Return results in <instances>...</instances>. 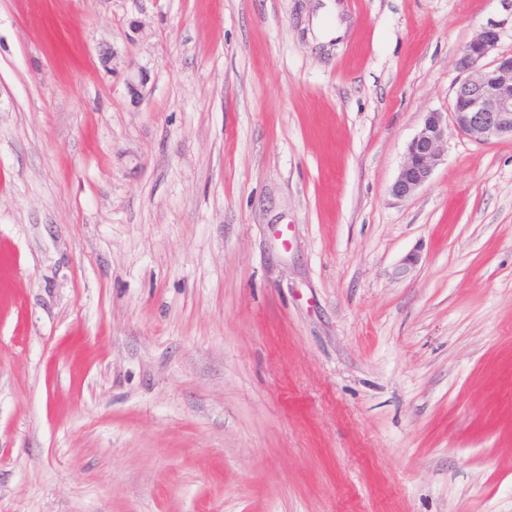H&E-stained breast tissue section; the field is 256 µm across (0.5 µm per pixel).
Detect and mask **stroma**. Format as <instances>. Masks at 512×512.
Masks as SVG:
<instances>
[{
	"label": "stroma",
	"mask_w": 512,
	"mask_h": 512,
	"mask_svg": "<svg viewBox=\"0 0 512 512\" xmlns=\"http://www.w3.org/2000/svg\"><path fill=\"white\" fill-rule=\"evenodd\" d=\"M322 2L0 0V512H512V0ZM499 42L500 32L490 24L461 48L457 65L464 77L454 87L448 113L424 118L407 146L393 196L410 197L430 179L448 130L478 143L512 139V53L497 52Z\"/></svg>",
	"instance_id": "35a3bbf8"
}]
</instances>
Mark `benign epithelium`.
Instances as JSON below:
<instances>
[{
  "label": "benign epithelium",
  "mask_w": 512,
  "mask_h": 512,
  "mask_svg": "<svg viewBox=\"0 0 512 512\" xmlns=\"http://www.w3.org/2000/svg\"><path fill=\"white\" fill-rule=\"evenodd\" d=\"M499 42L491 24L461 48L457 65L464 77L454 87L448 113L424 118L407 146L393 196L407 198L430 179L450 130L478 143L512 138V53L498 52Z\"/></svg>",
  "instance_id": "1"
}]
</instances>
